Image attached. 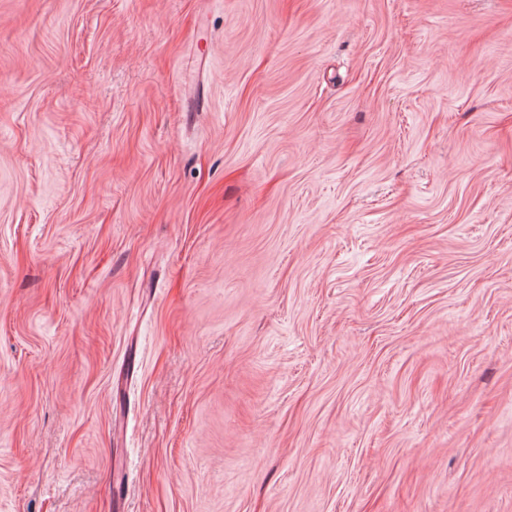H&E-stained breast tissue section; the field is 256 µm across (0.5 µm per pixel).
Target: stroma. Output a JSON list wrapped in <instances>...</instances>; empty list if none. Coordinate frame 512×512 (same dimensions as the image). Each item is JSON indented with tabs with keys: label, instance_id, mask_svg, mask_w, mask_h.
Instances as JSON below:
<instances>
[{
	"label": "stroma",
	"instance_id": "stroma-1",
	"mask_svg": "<svg viewBox=\"0 0 512 512\" xmlns=\"http://www.w3.org/2000/svg\"><path fill=\"white\" fill-rule=\"evenodd\" d=\"M0 512H512V0H0Z\"/></svg>",
	"mask_w": 512,
	"mask_h": 512
}]
</instances>
